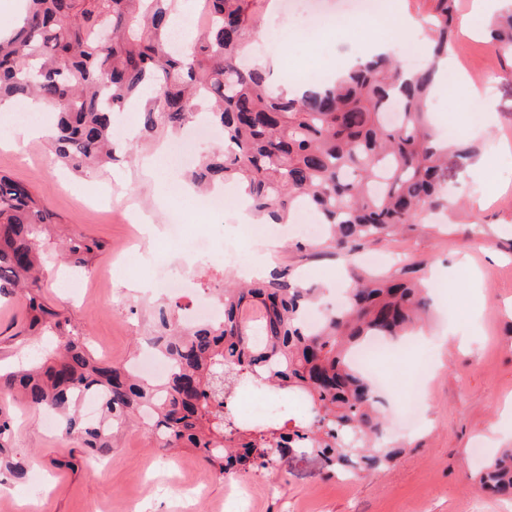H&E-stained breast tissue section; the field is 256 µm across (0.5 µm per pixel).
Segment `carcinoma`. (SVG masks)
<instances>
[{"label": "carcinoma", "instance_id": "cac0c4a2", "mask_svg": "<svg viewBox=\"0 0 512 512\" xmlns=\"http://www.w3.org/2000/svg\"><path fill=\"white\" fill-rule=\"evenodd\" d=\"M176 2L29 0L22 24L0 39V100L33 97L53 108L52 150L81 173L112 161L114 116L139 100L142 87L153 89L140 112L149 134L183 128L202 101H212L209 122L224 140L190 181L245 185L250 212L265 224L293 223L302 205L313 210L331 229L317 248L347 265V305L312 331L305 316L314 289L274 270L216 289L224 303L217 324L184 333L169 309H157L149 342L170 364L163 382L101 364L85 337L62 331L40 297L36 239L50 213L26 186L0 176V299L21 295L29 327L60 336L43 364L0 370V391L55 414L60 432L94 458L112 452L122 422L147 410L158 447L200 451L221 479L272 468L289 448H310L336 471L358 462L382 467L397 450L380 442L381 400L347 352L369 337L410 335L429 300L422 283L361 271L353 258L360 247L419 224L423 213L458 205L444 195L448 154L465 162L475 148L438 138L424 109L440 81L437 62L453 46L455 0H429L423 51L431 66L408 71L379 55L300 98L273 94L268 74L241 64L256 6L268 0H207L211 24L186 52L168 41ZM489 38L494 51L512 52L511 9L492 23ZM95 246L72 238L62 253L89 254ZM245 383L297 397L313 415L291 429L246 424L233 411ZM84 393L101 395L103 423L79 415ZM11 423L0 405V476L22 479L27 459L10 451ZM474 481L490 494L512 495V448L483 462Z\"/></svg>", "mask_w": 512, "mask_h": 512}]
</instances>
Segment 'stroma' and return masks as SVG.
Returning a JSON list of instances; mask_svg holds the SVG:
<instances>
[{"mask_svg":"<svg viewBox=\"0 0 512 512\" xmlns=\"http://www.w3.org/2000/svg\"><path fill=\"white\" fill-rule=\"evenodd\" d=\"M479 0H457L458 33L450 54L463 79L437 84L434 131L459 126L476 147L466 163L448 162V185L459 202L455 212L436 211L432 229L405 228L400 234L371 245L383 256L384 268L411 265V274L431 282V318L422 330L425 353L434 360L425 390L423 424L397 436L400 452L388 467L359 471L352 482L307 449L286 452L272 471L249 473L251 512H512V499L480 494L473 481L474 450L484 457L497 452L491 437L512 428L505 417L512 401V316L504 309L512 301V183L502 173L512 167L503 155L512 141V60L498 57L488 43L485 11ZM305 12L290 16L294 36L278 52L275 80L285 71L304 73L318 64L338 73L352 58L365 56L372 36L382 35L384 19L364 18L329 31L305 26ZM497 72L489 92L476 90L472 75ZM8 120L0 117V176L21 183L41 200L54 222L39 236L44 274L40 294L59 313L66 330L86 335L93 355L123 364L136 355L154 300L133 283L142 275L132 266L123 280L107 272L119 251L135 236L119 202L135 197L136 212L150 214L155 230L144 246L151 261L171 277L224 284L231 271L216 272L207 261L183 254L170 227L223 240L245 255L266 249L268 267L288 269L304 284L323 288L336 270L335 257L294 247L298 237L283 225L275 247L248 234L232 211L200 214L175 191L184 170L167 166V183L146 167V159L168 147V139L122 138L116 159L88 174L55 162L48 140H33L21 148L4 146ZM97 242L84 261L60 259L63 243L76 236ZM79 280L80 290L62 288L63 278ZM469 337L467 346L447 340L448 331ZM51 338L31 337L21 301L0 303V365L20 359L44 361ZM14 445L27 453L25 479L0 482V512H124L129 499L141 501L143 512H219L224 506V482L194 450L169 455L156 452L149 433L133 418L121 431L101 468L69 458L72 442L50 431L42 415L12 401Z\"/></svg>","mask_w":512,"mask_h":512,"instance_id":"obj_1","label":"stroma"}]
</instances>
